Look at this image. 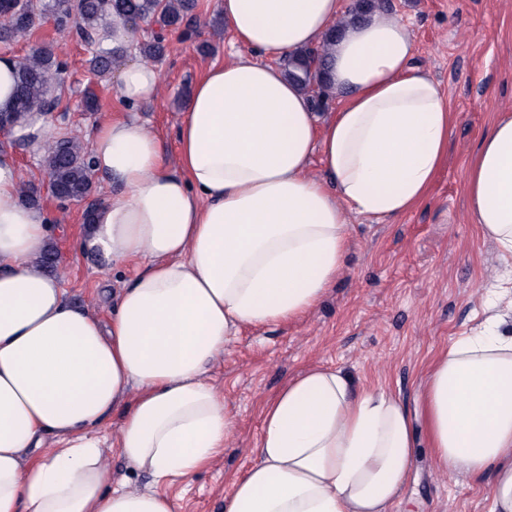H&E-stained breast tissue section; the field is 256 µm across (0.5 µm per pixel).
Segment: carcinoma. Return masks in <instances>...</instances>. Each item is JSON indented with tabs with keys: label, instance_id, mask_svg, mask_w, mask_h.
I'll use <instances>...</instances> for the list:
<instances>
[{
	"label": "carcinoma",
	"instance_id": "cac0c4a2",
	"mask_svg": "<svg viewBox=\"0 0 512 512\" xmlns=\"http://www.w3.org/2000/svg\"><path fill=\"white\" fill-rule=\"evenodd\" d=\"M199 0H42L41 6L32 0H0V42H14L25 38L39 21L38 14H50L58 27H71L88 45L93 47L87 60L90 73L99 76L111 71L114 62L126 53L122 45L103 47L100 31L112 17L128 23L132 20L156 21L160 31L146 44L143 52L148 58H157L165 51V31L176 29L184 20L194 16ZM377 8L376 0H360L351 17L336 25L313 51H303L287 60L288 78L304 89L313 86L314 62L324 63L330 46L342 30L360 21L359 12L370 13ZM65 63L46 44L32 48L16 59V96L11 111L0 112V129L9 130L18 117L31 112L53 113L57 107L50 97V89L60 80ZM41 164L49 185L64 202H88L84 209V224L93 223L98 203L93 199L96 188L90 176L93 162L81 139L67 136L43 147Z\"/></svg>",
	"mask_w": 512,
	"mask_h": 512
}]
</instances>
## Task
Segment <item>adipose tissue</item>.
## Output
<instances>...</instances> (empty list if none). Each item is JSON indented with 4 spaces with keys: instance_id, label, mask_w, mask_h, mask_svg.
I'll return each mask as SVG.
<instances>
[{
    "instance_id": "1",
    "label": "adipose tissue",
    "mask_w": 512,
    "mask_h": 512,
    "mask_svg": "<svg viewBox=\"0 0 512 512\" xmlns=\"http://www.w3.org/2000/svg\"><path fill=\"white\" fill-rule=\"evenodd\" d=\"M231 50L194 82L177 151L136 120L104 117L93 169L110 191L89 243L109 266L142 264L108 321L77 306L37 258L55 232L18 196L15 144L41 149L29 114L0 146V512H177L167 486L224 453L232 416L204 373L244 330L311 312L346 265L349 214L385 221L425 204L457 114L413 63L398 18L374 11L330 50L331 112L276 59L319 44L345 0H218ZM160 73H119L129 108ZM319 162L320 174L310 172ZM471 221L512 260V113H498L463 181ZM492 313L434 359L417 411L345 369L311 366L262 409L257 460L224 512H392L423 422L437 470L491 477L489 512H512V334ZM113 436L102 432L115 410ZM112 444L155 488L113 484Z\"/></svg>"
}]
</instances>
